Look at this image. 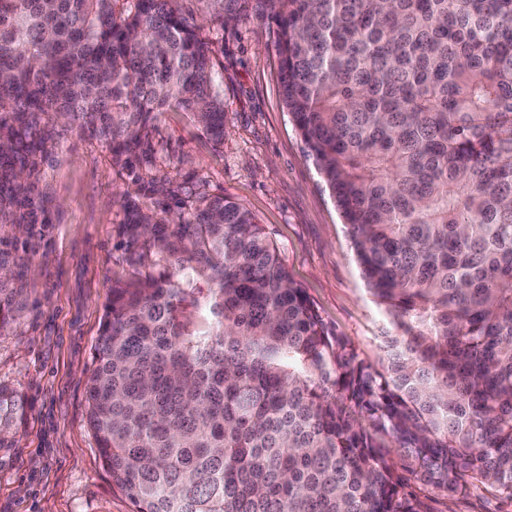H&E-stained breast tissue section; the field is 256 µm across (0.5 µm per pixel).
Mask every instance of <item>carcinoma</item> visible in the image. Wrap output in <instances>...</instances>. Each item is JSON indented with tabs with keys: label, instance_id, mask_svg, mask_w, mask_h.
<instances>
[{
	"label": "carcinoma",
	"instance_id": "obj_1",
	"mask_svg": "<svg viewBox=\"0 0 512 512\" xmlns=\"http://www.w3.org/2000/svg\"><path fill=\"white\" fill-rule=\"evenodd\" d=\"M179 2L0 0V224L43 212L49 112L137 186L86 386L112 483L133 512H429L411 480L512 502V0H208L212 25L275 26L283 104L387 321L378 368L248 210L142 175L161 112L224 143L216 38ZM25 410L1 384L0 433Z\"/></svg>",
	"mask_w": 512,
	"mask_h": 512
}]
</instances>
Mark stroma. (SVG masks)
I'll list each match as a JSON object with an SVG mask.
<instances>
[{
	"instance_id": "35a3bbf8",
	"label": "stroma",
	"mask_w": 512,
	"mask_h": 512,
	"mask_svg": "<svg viewBox=\"0 0 512 512\" xmlns=\"http://www.w3.org/2000/svg\"><path fill=\"white\" fill-rule=\"evenodd\" d=\"M224 142L184 112L154 123L156 176L191 196L227 193L253 213L291 278L361 359L379 364L385 323L367 293L340 213L283 107L272 25L251 20L221 33ZM34 184L41 223L19 239L0 227L10 272L0 277V384L28 401L15 445L0 447V512H132L103 469L86 424V381L104 304L133 269L116 235L135 186L109 148L77 122L44 116ZM431 512H512L490 487L447 499L421 483Z\"/></svg>"
}]
</instances>
